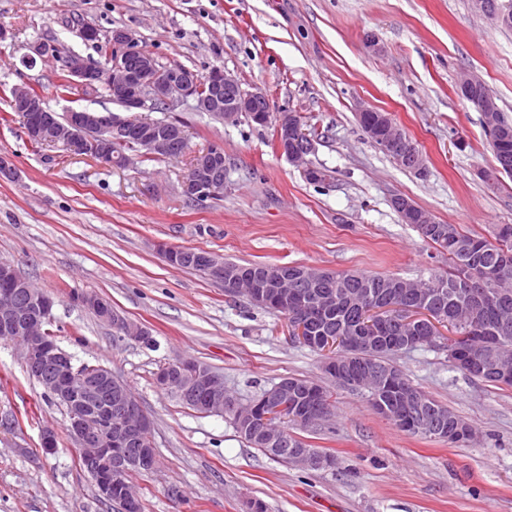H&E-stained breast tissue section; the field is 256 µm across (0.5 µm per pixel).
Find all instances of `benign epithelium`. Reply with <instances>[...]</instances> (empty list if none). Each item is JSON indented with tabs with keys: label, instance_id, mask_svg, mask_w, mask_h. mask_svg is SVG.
Wrapping results in <instances>:
<instances>
[{
	"label": "benign epithelium",
	"instance_id": "benign-epithelium-1",
	"mask_svg": "<svg viewBox=\"0 0 512 512\" xmlns=\"http://www.w3.org/2000/svg\"><path fill=\"white\" fill-rule=\"evenodd\" d=\"M108 52L104 63L95 66L79 55L65 58L45 44L34 47V57L63 61L69 81L77 87H87L102 79L109 88L110 99L127 112H137L151 107L158 101L167 104L191 99L197 110L220 114L226 122L244 117L265 123L267 115L258 109V103L266 100L263 93L246 91L234 78L220 67H213L201 75L193 70L175 67L166 70L156 64L153 56L144 50L133 32L116 28L106 38ZM458 89L468 94L481 91L474 104L485 112L488 122H494L495 107L491 91L483 79L464 72L458 78ZM11 111L23 124L29 141L50 144L77 156L102 160L109 142H123L135 134V140L155 155H169L182 137L181 128L150 123L144 129L135 127L133 118H123L109 111L85 107L68 110L64 123L57 121L53 112L46 109L43 100L28 85H15L9 98ZM380 127L390 132L388 144L398 151L399 162L418 170L424 166L422 157L404 139L388 117L378 118ZM277 150L280 155L299 166L304 177L315 182L320 180L316 169L305 162V156L314 149L313 139L302 128L296 112L284 111L276 116ZM224 149L219 146L197 154L191 174L186 179L187 192L203 201L224 193ZM192 264L204 269L209 278L239 292L238 284L247 283L248 296L259 306L271 302L281 308L296 301V295L308 293V289L328 277V271L308 266L304 270H286L272 276L265 272L246 274L224 266V258L212 252L183 254ZM25 281L18 268L0 262V338L13 343L28 373L42 381L44 393L69 409L67 429L78 453V459L86 471L96 479L100 493L112 496V487L121 488L122 512H140L142 501L134 483L125 480L122 459L133 448H138L140 468L144 472L154 469L155 451L142 448L144 434L152 433L153 423L144 412L134 394L125 389L124 381L112 370L100 366L90 376H84L74 367L73 356L48 336L45 324L52 319L53 299L46 293H34L25 289L21 297L14 285ZM81 304L95 312L99 319L120 331L124 336L141 345H150L154 336L144 326L133 322L112 306V302L97 293L81 295ZM402 324L411 328L426 325L434 332L440 323L429 311L428 301L417 299L415 306L405 314ZM297 340L310 344L323 354L322 370L337 373L342 382L351 384L355 374L340 368L333 353L336 337L322 330L300 323ZM467 373L495 372L502 377L512 375L507 358L488 359L482 351L470 352L464 361ZM157 386L172 392L179 398L200 395L203 403L199 411L207 415L222 416L232 413L241 428L262 436L268 445L283 444L282 434L268 430L270 419L288 411V394L293 389L288 380L280 381L262 398L240 403L224 396V377L210 368L186 359L166 363L156 375ZM288 462L301 468H319L332 463L329 457H317L305 448H293Z\"/></svg>",
	"mask_w": 512,
	"mask_h": 512
}]
</instances>
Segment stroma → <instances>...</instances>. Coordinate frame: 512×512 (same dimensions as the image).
<instances>
[{
  "instance_id": "1",
  "label": "stroma",
  "mask_w": 512,
  "mask_h": 512,
  "mask_svg": "<svg viewBox=\"0 0 512 512\" xmlns=\"http://www.w3.org/2000/svg\"><path fill=\"white\" fill-rule=\"evenodd\" d=\"M135 31L162 66L199 74L218 66L273 112L293 111L315 128L305 179L280 156L273 129L224 123L174 104L185 156L117 167L32 145L4 92L28 84L56 112L115 110L104 91L59 95V62L28 66L31 47L51 42L92 61L78 35ZM0 262L14 264L54 301L50 327L75 365H101L131 389L153 423L155 470L135 476L143 512H512V387L475 381L445 347L396 355L414 385L467 421L463 444L414 436L373 408L367 392L332 391V413L301 431L334 467L301 469L270 459L237 434L231 415H204L157 389L159 367L203 363L245 403L286 377L326 383L321 360L288 331L284 315L190 269L170 266L157 244L204 249L241 264H299L331 271L424 280L449 270L448 254L402 223L404 195L435 221L490 237L512 224V176L497 173L480 112L457 89L479 74L512 122V30L471 0H0ZM377 48H370L368 37ZM389 113L425 158L400 168L363 134L358 105ZM224 148V193L205 202L184 181L190 158ZM97 292L157 341L121 336L75 295ZM64 407L47 402L14 345L0 339V512H120L100 501L67 433ZM52 429L54 453L41 434Z\"/></svg>"
}]
</instances>
